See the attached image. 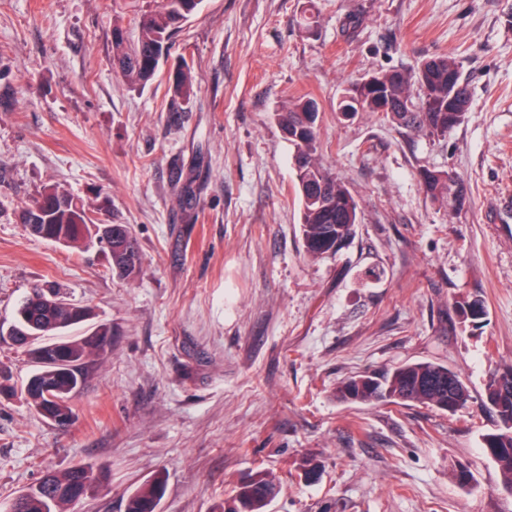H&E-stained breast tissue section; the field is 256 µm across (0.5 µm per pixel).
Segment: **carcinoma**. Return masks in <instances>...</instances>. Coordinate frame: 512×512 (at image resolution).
<instances>
[{
    "label": "carcinoma",
    "instance_id": "cac0c4a2",
    "mask_svg": "<svg viewBox=\"0 0 512 512\" xmlns=\"http://www.w3.org/2000/svg\"><path fill=\"white\" fill-rule=\"evenodd\" d=\"M138 21V34L127 37L120 26L112 28V65L130 84L144 86L169 59L172 37L198 10L201 0H154ZM193 65L182 55L170 67V107L177 109L193 95ZM373 81L360 78L347 89L338 103L345 115L356 112L384 113L398 127L434 140L446 139L465 118L470 104L467 83L457 59L439 55L421 61L404 75L382 70L372 74ZM317 101L304 94L282 105L276 113L278 125L294 149L295 188L301 211L304 246L309 256L322 258L341 250L353 227L359 223V205L350 190L324 166L318 136ZM425 195L452 211L463 205L459 183L438 169L419 171ZM22 222L30 235L52 243L72 247L91 237L94 223L82 199L66 189L52 185L22 210ZM112 271L131 277L141 269V256L128 227L112 225ZM462 322L474 324L487 315L484 301L473 296L453 304ZM92 318V310L69 302L60 291L40 290L27 296L17 308L8 326L0 324V337L20 347L36 365L25 393L38 413L55 421L71 414L70 401L85 381L87 358L105 350L111 327L97 325L82 341L63 339L43 343L51 333L80 325ZM336 398L368 404L388 400L392 403L419 402L454 413L464 407L470 391L460 375L447 367L420 362L401 366L380 377L361 374L336 388ZM486 400L494 405L500 421L512 422V368L491 373ZM484 452L491 453L508 483L512 484V428L501 427L483 437ZM92 479V469L76 466L62 475L49 473L30 490L17 497L9 512H61L60 506L73 502L74 490ZM165 491L160 476L134 494L125 512H156ZM279 485L259 473L238 487L233 504L224 512H265L278 494Z\"/></svg>",
    "mask_w": 512,
    "mask_h": 512
}]
</instances>
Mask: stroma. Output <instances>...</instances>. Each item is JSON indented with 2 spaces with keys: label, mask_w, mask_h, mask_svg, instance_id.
Masks as SVG:
<instances>
[{
  "label": "stroma",
  "mask_w": 512,
  "mask_h": 512,
  "mask_svg": "<svg viewBox=\"0 0 512 512\" xmlns=\"http://www.w3.org/2000/svg\"><path fill=\"white\" fill-rule=\"evenodd\" d=\"M147 5L0 0V322L54 287L112 328L64 425L27 402L34 365L0 339V505L86 463L96 486L66 512H124L158 475L157 512H224L259 471L279 485L266 512H512L482 448L499 427L486 382L512 366V0H202L173 38L195 76L176 111L166 70L141 88L112 68L113 25L135 31ZM445 53L471 91L446 139L338 112L352 81ZM302 94L360 210L321 259L274 119ZM425 167L465 184L461 212L426 197ZM50 185L128 225L140 273L30 236L21 209ZM472 294L476 325L452 309ZM417 362L459 373L466 408L336 398L351 376Z\"/></svg>",
  "instance_id": "1"
}]
</instances>
